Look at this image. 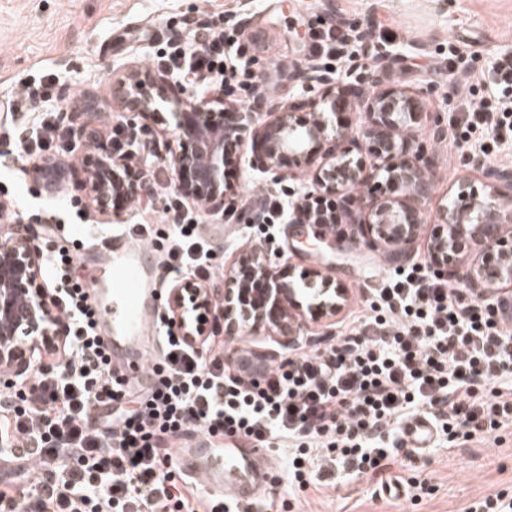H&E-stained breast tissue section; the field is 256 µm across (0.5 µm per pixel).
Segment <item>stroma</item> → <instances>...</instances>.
Wrapping results in <instances>:
<instances>
[{
  "mask_svg": "<svg viewBox=\"0 0 512 512\" xmlns=\"http://www.w3.org/2000/svg\"><path fill=\"white\" fill-rule=\"evenodd\" d=\"M208 25L235 32L238 38L237 55L226 58V66L245 61L249 70L263 73L267 88L279 99L300 93V85L289 82L286 65L309 57L316 33L329 25L343 30L361 26L372 32L376 49L401 56L388 71L385 87L407 90L420 99L423 120L412 135L428 144L435 182L430 197L420 204L419 237L405 258H391L384 245L357 249L330 232L319 247L310 249L303 245L314 235L310 226L285 220L249 223L264 198L292 202L294 182L286 177L273 183L244 159L226 168L234 192L224 213L201 220V233L215 250L206 278L211 287H222L226 270L242 250L260 245L281 257L295 275L320 272L344 288V308L309 328L315 349H324L336 343L354 315L364 314L372 288L388 271L425 263L427 244L442 224L443 207L462 188L484 184L481 170L465 162L469 148L455 123V98L486 97L496 89L485 81L455 91L450 85L453 74L488 70L501 51L512 50V0H0V103L19 98L24 87L37 86L47 77L56 79L52 100L0 120V201L8 206L0 217V237L7 236L17 219H38L41 233L68 224V247L77 256L75 272L90 281L100 276L103 260L86 237L89 226L106 231L119 222L150 224L161 232L159 250H166L169 226L162 208L175 189L164 135H146L144 151L134 160L152 189L138 208L119 218L103 217L90 210L77 213L72 201L98 145L125 141L132 133L126 68L154 76L157 92L167 99L212 101L215 88L180 85L170 69L157 63L166 40L194 42L197 31ZM52 111L64 130L56 141L58 176L37 182L22 174L27 161L14 159L11 151L19 128ZM437 117L446 128L441 137L431 130ZM243 346L267 365L292 356L268 336L225 335L215 318L201 348L210 355L223 354L225 368L232 370ZM501 491L512 495V425L484 441L460 446L443 440L400 457L381 483L346 478L332 486L314 482L298 490L283 478L268 485L249 512H468L474 501Z\"/></svg>",
  "mask_w": 512,
  "mask_h": 512,
  "instance_id": "1",
  "label": "stroma"
}]
</instances>
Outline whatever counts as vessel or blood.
Instances as JSON below:
<instances>
[{
	"instance_id": "obj_1",
	"label": "vessel or blood",
	"mask_w": 512,
	"mask_h": 512,
	"mask_svg": "<svg viewBox=\"0 0 512 512\" xmlns=\"http://www.w3.org/2000/svg\"><path fill=\"white\" fill-rule=\"evenodd\" d=\"M102 252L109 279L101 291L99 325L107 335L113 368L126 382L143 383L151 378L145 344L156 334L160 305L154 285L155 250L150 242L121 233L103 239ZM434 437L433 424L422 414L400 428L401 442L407 448L430 447ZM176 454L186 473L242 503L252 500L258 485L269 484L275 476L266 448L251 446L243 456L237 440L229 437L220 444L206 439L201 448L182 443Z\"/></svg>"
}]
</instances>
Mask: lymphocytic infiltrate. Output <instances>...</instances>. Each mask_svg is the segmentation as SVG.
Here are the masks:
<instances>
[{
  "mask_svg": "<svg viewBox=\"0 0 512 512\" xmlns=\"http://www.w3.org/2000/svg\"><path fill=\"white\" fill-rule=\"evenodd\" d=\"M224 40L217 31L189 50L173 40L165 58L177 73L221 81L230 93L252 76L225 72ZM361 49L332 27L312 46L330 72ZM485 77L496 94L461 102L459 122L482 139L511 142L512 54L498 55ZM162 212L172 229L168 272L208 274L214 252L200 234V213L175 197ZM45 265L61 290L69 335L63 362L0 409V441L34 449L37 458L33 498L21 502L0 490V512H190L172 448L192 429L291 447L288 472L302 488L311 477L328 478L331 463L350 478L383 474L401 450L396 426L417 414L465 442L512 421V321L479 301L458 303L451 284L414 264L382 279L368 313L336 345L258 376L245 367L226 375L223 360L204 358L162 323L154 385L139 409L94 426V411L121 403L128 390L113 375L89 284L73 275V253L57 247ZM491 380L498 388L487 389Z\"/></svg>",
  "mask_w": 512,
  "mask_h": 512,
  "instance_id": "1",
  "label": "lymphocytic infiltrate"
}]
</instances>
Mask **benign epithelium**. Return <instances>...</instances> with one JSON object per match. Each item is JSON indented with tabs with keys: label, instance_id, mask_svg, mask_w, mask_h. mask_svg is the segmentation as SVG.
Listing matches in <instances>:
<instances>
[{
	"label": "benign epithelium",
	"instance_id": "1",
	"mask_svg": "<svg viewBox=\"0 0 512 512\" xmlns=\"http://www.w3.org/2000/svg\"><path fill=\"white\" fill-rule=\"evenodd\" d=\"M396 58L383 50L372 67L346 85L349 94L364 101L367 122L362 137L375 158L371 172L359 160L348 158L346 145L358 137L345 128L328 125L322 117L317 88L332 79L315 63H300L292 79L300 83L302 98L284 104L268 95L264 78L258 77L252 103H224L223 111L209 112L204 105L177 102L171 113L169 148L174 187L185 199L202 203L209 213L224 212L227 193L225 162L231 155H245L252 148L250 165L281 176L312 167L311 189L292 202L290 223L336 228V207L354 204L352 189L376 177L386 188H397L402 197L372 196L360 200L365 217L350 222V239L358 247L384 244L398 258L413 247L421 224L417 202L429 196L432 173L425 146L405 135L420 123L417 99L396 88L366 95V86L377 85ZM125 80L136 91L126 104L149 128L163 121L161 103L149 91L151 75L137 69ZM304 112L303 118L296 113ZM101 147L89 173L87 206L101 214L122 216L136 199L150 193L130 158ZM468 163L483 169L487 190L474 188L465 203L448 207L445 227L427 245L431 273L441 279L464 280L480 299L495 297L499 286L512 284L511 168H485L482 160ZM472 254L481 261L467 266ZM45 246L35 222L18 221L8 239H0V397L7 398L29 383L31 374L46 357L58 355L68 336V323L58 315V289L43 277ZM216 289L194 279L174 283L167 295L165 319L176 326L186 341L197 345L207 335L201 312L214 307ZM345 302L343 289L320 273L299 285L292 269L255 245L242 251L225 274L219 319L224 335L272 334L282 346L299 350L308 346L309 322L336 315Z\"/></svg>",
	"mask_w": 512,
	"mask_h": 512
}]
</instances>
